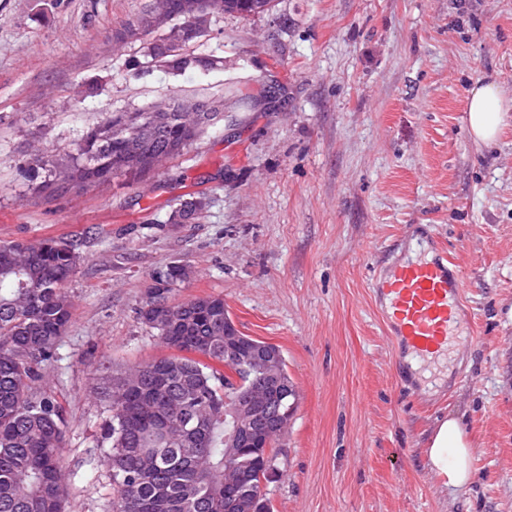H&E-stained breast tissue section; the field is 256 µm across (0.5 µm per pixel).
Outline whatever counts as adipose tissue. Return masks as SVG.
I'll return each instance as SVG.
<instances>
[{
	"label": "adipose tissue",
	"instance_id": "obj_1",
	"mask_svg": "<svg viewBox=\"0 0 512 512\" xmlns=\"http://www.w3.org/2000/svg\"><path fill=\"white\" fill-rule=\"evenodd\" d=\"M468 130L475 142H494L507 113L501 89L493 83L476 84L467 95ZM472 444L456 416L440 420L434 427L425 454L430 471L444 486H461L472 477Z\"/></svg>",
	"mask_w": 512,
	"mask_h": 512
}]
</instances>
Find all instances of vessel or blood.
<instances>
[{
	"label": "vessel or blood",
	"mask_w": 512,
	"mask_h": 512,
	"mask_svg": "<svg viewBox=\"0 0 512 512\" xmlns=\"http://www.w3.org/2000/svg\"><path fill=\"white\" fill-rule=\"evenodd\" d=\"M373 295L398 361L439 364L471 333L462 274L446 252L391 263L374 275Z\"/></svg>",
	"instance_id": "obj_1"
}]
</instances>
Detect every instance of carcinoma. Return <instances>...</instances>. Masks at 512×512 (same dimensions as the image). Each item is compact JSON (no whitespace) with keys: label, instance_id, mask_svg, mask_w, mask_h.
Returning <instances> with one entry per match:
<instances>
[{"label":"carcinoma","instance_id":"carcinoma-1","mask_svg":"<svg viewBox=\"0 0 512 512\" xmlns=\"http://www.w3.org/2000/svg\"><path fill=\"white\" fill-rule=\"evenodd\" d=\"M170 2V15L141 23L154 37L141 47L136 66L208 70L213 61L184 53L183 46L206 35L213 15L263 14L272 0H209L210 9L187 19L180 16L184 0ZM166 44L181 53L162 56ZM168 104V112H111L63 155L33 153L28 169L44 173L38 189L83 193L114 178L145 177L158 151L181 155L206 130L214 107L194 102L197 120L189 127L186 103ZM202 208L203 201L186 200L170 223L186 224ZM81 260L62 238L0 244V512H65L67 419L39 381L42 367L58 360L72 316L62 286ZM189 276L184 264L155 271L137 309L141 323L179 354L125 372L116 381V398L113 386L105 387L110 416L100 449L116 491L112 512H270L261 488L278 475L274 445L293 416L295 385L282 350L272 346L269 369L252 371L253 382L267 380L269 395L268 417L252 425L260 445L227 447L224 400H236L230 372L237 367L224 359V337H240L242 357L262 341L224 320L221 297L172 300L174 286ZM199 356L223 363L224 370Z\"/></svg>","mask_w":512,"mask_h":512}]
</instances>
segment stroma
Wrapping results in <instances>:
<instances>
[{
  "label": "stroma",
  "mask_w": 512,
  "mask_h": 512,
  "mask_svg": "<svg viewBox=\"0 0 512 512\" xmlns=\"http://www.w3.org/2000/svg\"><path fill=\"white\" fill-rule=\"evenodd\" d=\"M147 2L0 0V243L65 238L84 257L43 372L69 419L66 512L112 510L101 388L171 355L136 309L172 263L192 270L175 300L222 297L286 358L298 403L271 512H512V112L491 146L466 112L481 81L512 108V0H273L188 45L223 66L139 73L124 31ZM173 97L223 111L158 174L37 191L31 147L68 151L106 113ZM191 197L199 217L170 223ZM434 241L463 274L472 336L407 391L371 280ZM450 414L474 477L447 488L425 448Z\"/></svg>",
  "instance_id": "1"
}]
</instances>
